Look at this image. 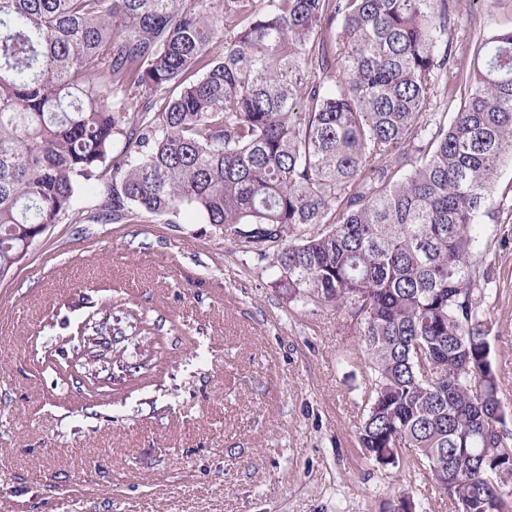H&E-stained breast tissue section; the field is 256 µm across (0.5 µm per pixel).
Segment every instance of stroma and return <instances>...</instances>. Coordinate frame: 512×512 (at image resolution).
Wrapping results in <instances>:
<instances>
[{
    "mask_svg": "<svg viewBox=\"0 0 512 512\" xmlns=\"http://www.w3.org/2000/svg\"><path fill=\"white\" fill-rule=\"evenodd\" d=\"M450 39L512 26V0H462ZM480 249L483 301L512 411V164ZM268 261L187 209L136 224L49 226L0 278V512H384L410 493L454 512L357 441L368 368L356 325L294 305ZM125 298L153 329L135 371L90 378L72 345L93 307Z\"/></svg>",
    "mask_w": 512,
    "mask_h": 512,
    "instance_id": "1",
    "label": "stroma"
}]
</instances>
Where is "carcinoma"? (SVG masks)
Wrapping results in <instances>:
<instances>
[{"label":"carcinoma","mask_w":512,"mask_h":512,"mask_svg":"<svg viewBox=\"0 0 512 512\" xmlns=\"http://www.w3.org/2000/svg\"><path fill=\"white\" fill-rule=\"evenodd\" d=\"M459 11L0 0V277L50 225L81 219L83 190L98 221L186 206L270 260L288 302L358 324L363 456L389 471L409 450L412 477L456 512H512L477 251L512 160V28L478 39L461 73L448 39Z\"/></svg>","instance_id":"carcinoma-1"}]
</instances>
